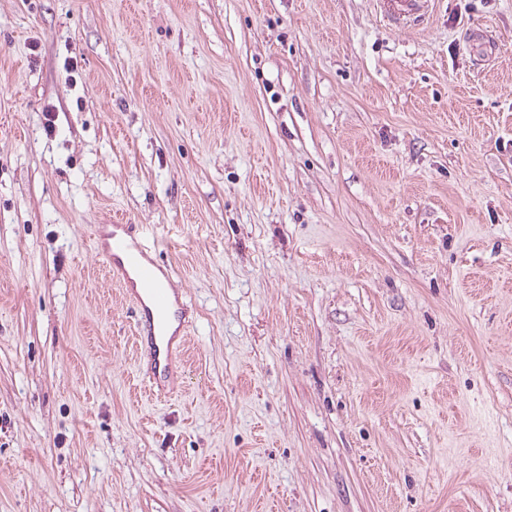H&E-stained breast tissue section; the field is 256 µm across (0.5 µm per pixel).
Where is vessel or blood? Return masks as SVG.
Returning a JSON list of instances; mask_svg holds the SVG:
<instances>
[{
	"label": "vessel or blood",
	"mask_w": 512,
	"mask_h": 512,
	"mask_svg": "<svg viewBox=\"0 0 512 512\" xmlns=\"http://www.w3.org/2000/svg\"><path fill=\"white\" fill-rule=\"evenodd\" d=\"M383 21L390 27H425L431 16V0H378ZM94 250L102 256L123 299L134 310V342L138 371L150 391L167 394L177 386V373L190 334L188 319H179L168 330L167 318L180 295L173 288L174 271L153 259L155 249L147 241L144 226L95 224L90 234Z\"/></svg>",
	"instance_id": "vessel-or-blood-1"
}]
</instances>
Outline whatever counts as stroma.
Returning a JSON list of instances; mask_svg holds the SVG:
<instances>
[{
	"mask_svg": "<svg viewBox=\"0 0 512 512\" xmlns=\"http://www.w3.org/2000/svg\"><path fill=\"white\" fill-rule=\"evenodd\" d=\"M0 512H512V0H0ZM378 3L383 21L392 28H423L430 20V0H378ZM90 237L94 250L118 283L123 299L134 310L138 371L150 391L157 395L170 393L179 384L177 373L183 363L191 324L184 313L177 319L174 332L167 335L171 308L176 304L185 309L172 287L173 269L153 260L156 252L141 224H94Z\"/></svg>",
	"mask_w": 512,
	"mask_h": 512,
	"instance_id": "obj_1",
	"label": "stroma"
}]
</instances>
